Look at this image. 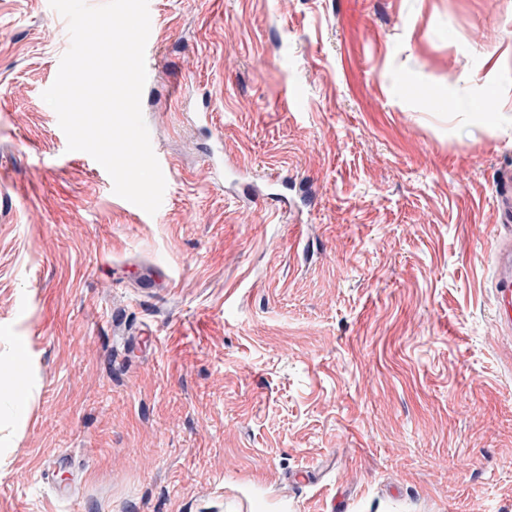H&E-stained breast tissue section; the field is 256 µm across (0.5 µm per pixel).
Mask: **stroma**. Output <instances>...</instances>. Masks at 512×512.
<instances>
[{"mask_svg":"<svg viewBox=\"0 0 512 512\" xmlns=\"http://www.w3.org/2000/svg\"><path fill=\"white\" fill-rule=\"evenodd\" d=\"M149 12L152 215L42 98L65 18L0 0V512H512V0ZM498 286L504 299L512 294V247L511 242L499 248L498 252Z\"/></svg>","mask_w":512,"mask_h":512,"instance_id":"35a3bbf8","label":"stroma"}]
</instances>
